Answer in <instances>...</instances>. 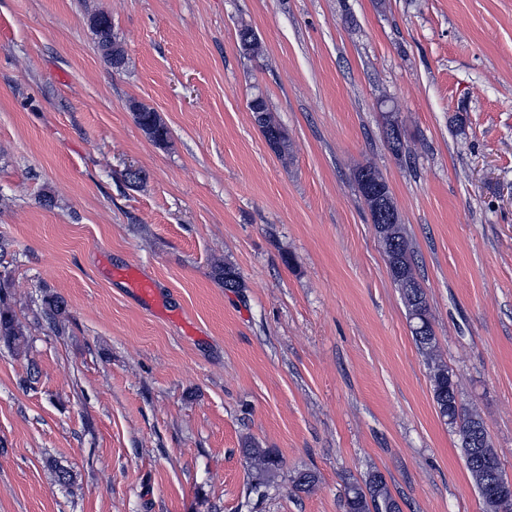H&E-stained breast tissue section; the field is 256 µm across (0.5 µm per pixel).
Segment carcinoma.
I'll list each match as a JSON object with an SVG mask.
<instances>
[{
    "instance_id": "cac0c4a2",
    "label": "carcinoma",
    "mask_w": 512,
    "mask_h": 512,
    "mask_svg": "<svg viewBox=\"0 0 512 512\" xmlns=\"http://www.w3.org/2000/svg\"><path fill=\"white\" fill-rule=\"evenodd\" d=\"M93 30L98 47L105 61L120 70L126 66L128 57L125 49L117 41L112 31V19L102 13L94 16ZM239 47L243 55L255 58L262 55V45L254 30L248 26L238 31ZM253 112L265 140L272 144L279 158L286 160L292 153L293 144L282 126L275 120L266 97L255 95L248 104ZM137 124L158 143L168 142L170 131L158 114L143 106L133 112ZM385 134L392 153L400 157L404 150L401 121L399 116L389 113L384 116ZM356 191L369 212L371 222L383 247L391 278L405 303L407 319L414 341L424 356L429 369L433 399L440 418L458 437L466 469L477 489L486 512H512V488L497 483L496 471L500 459L491 447L481 416L466 409L458 398L457 381L448 366L437 354V338L424 289L417 276V263L414 250L405 225L389 221V211L373 204L372 196L388 198V206L395 204L388 184L378 168L371 164L359 167L353 173ZM213 275L224 283L226 288L243 287L236 269L223 263H216ZM42 312L48 324L56 330L62 329L66 318V305L56 295L46 294L42 298ZM0 341L18 350L26 345L25 334L12 309L0 297ZM250 461L253 472L249 483V493L263 497L280 470L281 459L268 448L248 445L242 449ZM318 481L315 472L302 470L296 473L293 487L308 492ZM346 512H402V508L392 495L385 476L372 472L363 482H351L345 490Z\"/></svg>"
}]
</instances>
